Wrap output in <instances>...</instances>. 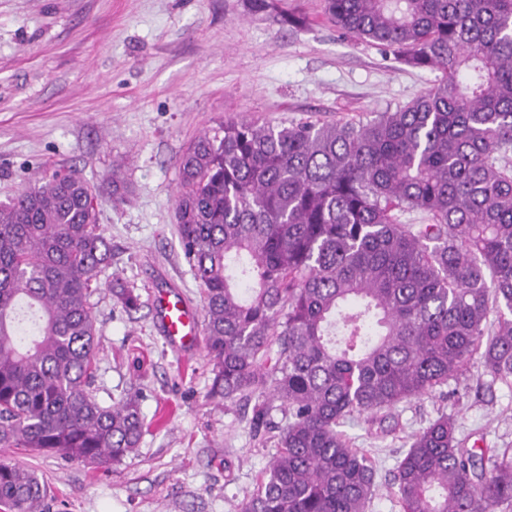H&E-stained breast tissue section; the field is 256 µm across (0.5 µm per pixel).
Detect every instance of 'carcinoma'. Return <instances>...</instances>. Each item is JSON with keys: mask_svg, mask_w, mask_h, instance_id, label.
I'll list each match as a JSON object with an SVG mask.
<instances>
[{"mask_svg": "<svg viewBox=\"0 0 512 512\" xmlns=\"http://www.w3.org/2000/svg\"><path fill=\"white\" fill-rule=\"evenodd\" d=\"M322 13L442 79L366 121L230 116L178 160L208 398L250 405L253 438L274 443L239 512H366L376 470L344 421L430 395L476 357L512 381V0H322ZM99 197L57 168L0 203L1 448L105 465L139 447L138 398L88 390L91 297L112 261ZM112 294L140 308L134 289ZM456 431L442 415L412 436L400 512L512 507V455ZM46 496L36 470L0 463V512H42Z\"/></svg>", "mask_w": 512, "mask_h": 512, "instance_id": "carcinoma-1", "label": "carcinoma"}]
</instances>
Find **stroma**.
<instances>
[{
  "mask_svg": "<svg viewBox=\"0 0 512 512\" xmlns=\"http://www.w3.org/2000/svg\"><path fill=\"white\" fill-rule=\"evenodd\" d=\"M252 14L247 0H0V202L43 167H73L103 191L100 224L112 263L93 295L104 403L139 397L144 434L134 455L94 469L62 455L11 448L0 460L35 469L47 512H237L270 451L251 436L244 403L208 399L203 349L184 358L157 327L163 288L201 311L202 289L174 231L177 161L202 131L246 113L279 123L358 121L406 104L439 71L342 36L321 0H279ZM123 162L112 197V165ZM134 286L138 311L112 297ZM467 445L512 448V384L479 361L387 419L354 415L341 427L376 466L367 512H399L392 490L414 433L439 414Z\"/></svg>",
  "mask_w": 512,
  "mask_h": 512,
  "instance_id": "35a3bbf8",
  "label": "stroma"
}]
</instances>
